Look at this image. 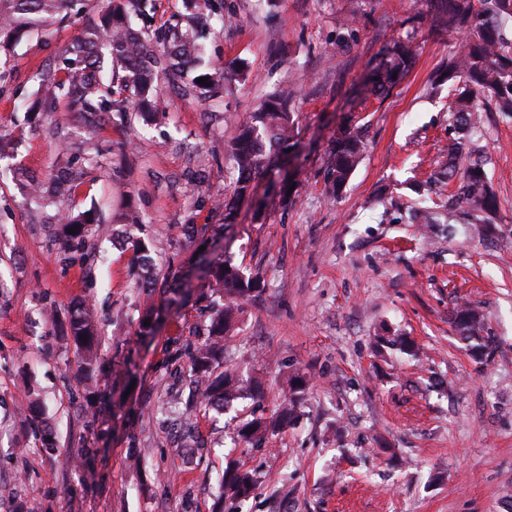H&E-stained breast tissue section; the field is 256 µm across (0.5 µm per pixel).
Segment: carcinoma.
Masks as SVG:
<instances>
[{
    "label": "carcinoma",
    "instance_id": "1",
    "mask_svg": "<svg viewBox=\"0 0 512 512\" xmlns=\"http://www.w3.org/2000/svg\"><path fill=\"white\" fill-rule=\"evenodd\" d=\"M75 0H0V48L27 33L46 31L63 20ZM185 11L171 15L161 27L154 26V0H108L100 21L87 26L66 49L62 66L41 75L34 104L50 109L67 100L88 117L126 111L125 102L133 99L139 112L149 121L159 112V83L176 88L185 98L217 99L224 94L234 73H198L204 53V40L215 33L212 21L224 20L222 0H184ZM430 29L438 34L460 33L464 48L448 59V76L458 79L452 109L454 132L448 139V178L458 173L460 156L468 150L471 137L479 130L477 112L481 102L490 99L501 112L512 114V42L502 37L505 25L512 24V0H431ZM406 36L391 40L384 49L382 62L363 91L384 97L411 71L417 57L416 21ZM206 76L208 83L196 79ZM295 93L280 89L270 95L252 115L251 122L232 132L227 150L237 177L233 197L224 204V224L235 223V204L250 197L258 177L269 171L280 149L293 146V109ZM366 144L361 131L345 125L330 140L324 165V182L330 194L339 196L360 162ZM18 181L28 183L32 197L48 204L68 200L78 183L70 169L61 168L51 180L49 195L42 186L28 179L25 172L14 171ZM460 198L474 210L490 214L496 207L480 158L469 160L460 186ZM62 235L82 241L84 228L97 222L90 208L74 214L58 211ZM74 233H68V230ZM208 286L225 297L222 308L213 312L207 338L175 350L176 358L188 356L193 373L197 402L215 408L237 398L243 392L235 378L214 373L215 363L224 352V333L230 326L239 299L258 291V280L247 277L227 259H215L206 267ZM457 331L466 339L476 340L474 356L485 355L486 344L477 331L483 314L470 303L457 306L451 314ZM70 331L85 353V363L97 361L95 328L87 308L70 312ZM308 381L299 373L288 377L287 393L272 421L253 418L241 426L240 436L254 446L268 431L290 423L306 393ZM256 476L229 464L221 481L227 499L249 497L257 488Z\"/></svg>",
    "mask_w": 512,
    "mask_h": 512
}]
</instances>
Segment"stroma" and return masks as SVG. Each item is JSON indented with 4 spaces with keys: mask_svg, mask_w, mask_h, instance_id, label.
I'll return each instance as SVG.
<instances>
[{
    "mask_svg": "<svg viewBox=\"0 0 512 512\" xmlns=\"http://www.w3.org/2000/svg\"><path fill=\"white\" fill-rule=\"evenodd\" d=\"M429 9L430 0H224L228 21L204 56L207 70L237 72L221 105L165 86L153 125L115 112L92 137L65 104L30 105L42 70L98 20L101 0L0 51V140L12 147L0 160V512H512V115L479 114L474 142L498 199L485 239L455 197L458 181L441 180L454 91L436 77L461 36L420 28L412 72L386 97L360 91L404 20ZM351 13L358 23L347 32ZM285 86L302 147L294 204L282 206L281 180L262 178L223 235L190 241L185 225L221 223L211 202L232 196L231 131ZM345 123L363 128L367 149L335 198L324 161ZM66 162L81 181L66 209L99 215L81 250L65 246L55 207L11 175L19 167L42 179ZM196 170L209 197L188 177ZM129 204L140 226L121 224ZM425 207L434 223L422 222ZM138 238L151 241L163 276L219 254L259 278L224 339L223 368L261 388L225 413L197 409L186 424L165 409L191 395L171 342L204 340L217 298L195 275L188 303L142 338L145 300L167 295L137 290ZM464 302L484 315L489 350L479 359L450 324ZM80 304L93 308L110 372L103 414L67 333ZM380 336L417 352L377 351ZM296 372L309 390L294 421L260 447L242 442L240 425L275 416ZM187 444L188 462L175 454ZM81 451L92 470L74 469ZM230 461L261 480L245 501L218 498ZM284 485L285 501L274 496Z\"/></svg>",
    "mask_w": 512,
    "mask_h": 512,
    "instance_id": "35a3bbf8",
    "label": "stroma"
}]
</instances>
